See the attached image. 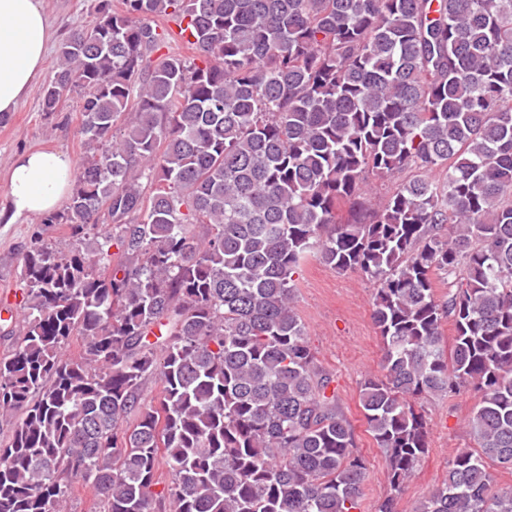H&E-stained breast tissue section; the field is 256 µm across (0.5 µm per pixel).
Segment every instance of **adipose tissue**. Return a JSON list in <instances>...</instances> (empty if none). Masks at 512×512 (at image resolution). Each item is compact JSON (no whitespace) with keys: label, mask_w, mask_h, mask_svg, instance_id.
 <instances>
[{"label":"adipose tissue","mask_w":512,"mask_h":512,"mask_svg":"<svg viewBox=\"0 0 512 512\" xmlns=\"http://www.w3.org/2000/svg\"><path fill=\"white\" fill-rule=\"evenodd\" d=\"M51 38L38 0H0V115H10L43 72ZM76 163L62 152L26 151L7 172L9 220L54 211L68 192Z\"/></svg>","instance_id":"ef3b65f1"}]
</instances>
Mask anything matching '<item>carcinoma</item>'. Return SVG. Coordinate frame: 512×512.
Returning a JSON list of instances; mask_svg holds the SVG:
<instances>
[{"instance_id": "cac0c4a2", "label": "carcinoma", "mask_w": 512, "mask_h": 512, "mask_svg": "<svg viewBox=\"0 0 512 512\" xmlns=\"http://www.w3.org/2000/svg\"><path fill=\"white\" fill-rule=\"evenodd\" d=\"M97 14L42 89L48 115L80 91L90 151L18 252L0 512H61L76 485L99 512H353L367 462L296 309L309 258L376 285L382 359L359 397L378 512L428 451L412 401L462 391L476 447L416 512H512L490 473L512 469V0ZM371 177L393 191L373 200ZM436 273L455 279L442 298Z\"/></svg>"}]
</instances>
